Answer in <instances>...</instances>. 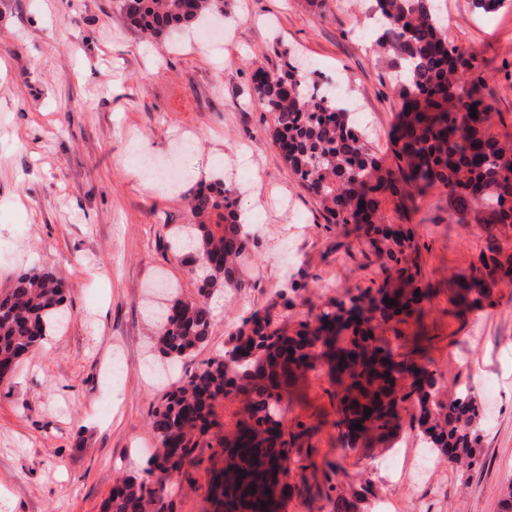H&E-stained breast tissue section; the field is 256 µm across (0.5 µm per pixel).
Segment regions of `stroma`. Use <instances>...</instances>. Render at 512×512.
<instances>
[{"label": "stroma", "mask_w": 512, "mask_h": 512, "mask_svg": "<svg viewBox=\"0 0 512 512\" xmlns=\"http://www.w3.org/2000/svg\"><path fill=\"white\" fill-rule=\"evenodd\" d=\"M449 33L474 51L497 111L512 114V6L493 13L471 0H441ZM219 41L203 29L149 36L131 27L119 0H0V290L20 269L46 268L67 285L66 321L48 343L0 380V512H105L119 480L155 450L152 411L166 380L148 368V304L164 278L195 298L191 263L170 247L174 226L193 223L200 183L239 188L252 223L247 284L213 299L206 344L179 373L222 353L252 315L294 334L311 309L373 288L384 258L352 227L325 224L314 198L278 151L272 120L252 95L251 73L280 69L298 52L316 79L343 91L374 127L373 149L392 162L389 133L400 107L395 73L373 50L371 0H223ZM173 161L174 190L145 186L127 159L130 143ZM241 161L231 172L230 161ZM409 228L423 279L421 342L441 398L471 386L486 402L479 466L423 465L420 438L402 427L387 440L337 456L335 406L326 378L301 382L291 415L315 425L319 456L337 459L281 512H328V485L347 496L372 481L365 512H500L512 480V285L491 306L455 317L454 274L477 263L479 224L457 223L439 189L417 198ZM208 466L167 484L173 512H208Z\"/></svg>", "instance_id": "1"}]
</instances>
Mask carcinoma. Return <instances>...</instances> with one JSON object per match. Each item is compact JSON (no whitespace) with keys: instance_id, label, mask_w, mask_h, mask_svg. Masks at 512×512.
Returning <instances> with one entry per match:
<instances>
[{"instance_id":"obj_1","label":"carcinoma","mask_w":512,"mask_h":512,"mask_svg":"<svg viewBox=\"0 0 512 512\" xmlns=\"http://www.w3.org/2000/svg\"><path fill=\"white\" fill-rule=\"evenodd\" d=\"M377 46L396 73L400 109L389 136L395 165L371 148L353 109L327 92L288 59L277 72L252 73L259 104L271 115L274 140L327 224H352L365 243L393 262L375 288L322 304L299 322L292 336L270 320L252 316L231 336L224 353L201 361L175 383L152 414L157 451L141 475L121 480L105 512H172L164 498L168 481L187 466L224 456L212 471L208 501L213 512H280L304 486L291 472L317 471L314 427L284 424V397L311 372H323L336 402L340 449L353 450L401 427L402 403L412 404L409 427L432 457L468 471L480 462L489 414L468 386L443 402L435 399V374L405 349L401 326L419 322L428 289L419 279L420 253L413 231L392 224L385 206L405 216L430 188L448 196L458 221L483 225L479 265L454 279L451 303L462 315L493 303L500 285L512 284V133L495 110L477 56L450 39L439 0H373ZM130 24L158 36L189 28L217 8L216 0H121ZM476 117H471V110ZM501 126L505 132L496 133ZM193 224L173 232L183 243L197 278L196 300H177L164 310L155 338L175 365L205 344L213 326L210 299L244 286L250 233L239 221L237 194L224 182L200 184L190 200ZM65 286L51 271L20 270L0 291V367L17 365L40 345L64 309ZM392 299L395 304L385 303ZM241 408L231 432L216 406L228 396ZM372 409L370 416L364 410ZM361 428L355 429L352 424ZM270 493H265V490ZM327 495L330 512H352L337 487Z\"/></svg>"}]
</instances>
